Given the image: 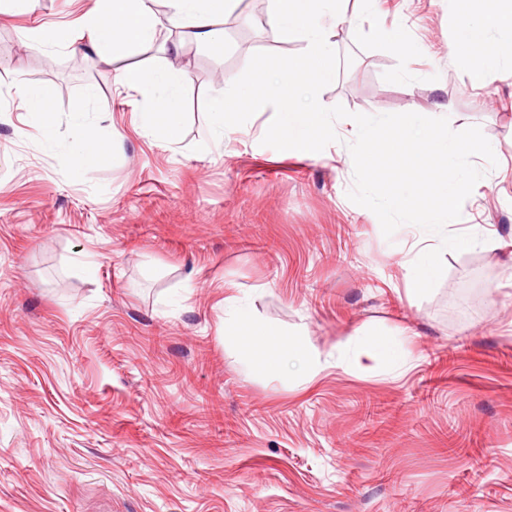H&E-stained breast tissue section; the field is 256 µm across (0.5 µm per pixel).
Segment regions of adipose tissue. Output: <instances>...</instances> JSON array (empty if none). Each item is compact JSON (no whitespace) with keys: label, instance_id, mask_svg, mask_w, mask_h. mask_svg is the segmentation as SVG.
Wrapping results in <instances>:
<instances>
[{"label":"adipose tissue","instance_id":"adipose-tissue-1","mask_svg":"<svg viewBox=\"0 0 512 512\" xmlns=\"http://www.w3.org/2000/svg\"><path fill=\"white\" fill-rule=\"evenodd\" d=\"M165 10H158V2ZM239 0H95L85 26L90 33L91 48L106 57L151 43L165 27L179 30L182 40L198 43H220L224 40V24ZM512 32V0H496L495 7L484 5L461 15L452 62L466 71L472 84L485 86L496 72L499 59L487 55L484 45L491 32ZM115 83L129 96H141L144 105L139 112L141 130L149 136L164 135L174 139L181 123V85L166 69L146 71L140 68L122 70ZM83 168L94 169L103 164L110 153L107 144L94 140L84 123H77L72 138L64 146ZM224 333L243 337L245 347L255 353L248 362V372L258 370L288 373L297 368L305 379H313L331 368H358L363 362L379 359L398 363L400 347L379 333H369L365 340L346 337L335 345L334 352L314 347L303 339L281 334L256 319L249 305L240 298L224 300Z\"/></svg>","mask_w":512,"mask_h":512}]
</instances>
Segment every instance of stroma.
<instances>
[{"mask_svg":"<svg viewBox=\"0 0 512 512\" xmlns=\"http://www.w3.org/2000/svg\"><path fill=\"white\" fill-rule=\"evenodd\" d=\"M94 2L0 0V512H512V68L477 88L453 65L464 0H349L319 95L491 143L496 167L446 230L481 225L497 248L445 253L423 298L406 290L422 228L385 237L347 197L352 120L313 160L262 145L270 110L203 137L206 95L298 38L262 12L247 44L230 30L175 54L24 46L32 28L81 36ZM127 67L180 75L176 141L142 133L141 100L114 90ZM22 82L50 99L53 138L82 119L110 160L87 172L34 141ZM228 295L321 349L395 338L403 365L246 374Z\"/></svg>","mask_w":512,"mask_h":512,"instance_id":"1","label":"stroma"}]
</instances>
